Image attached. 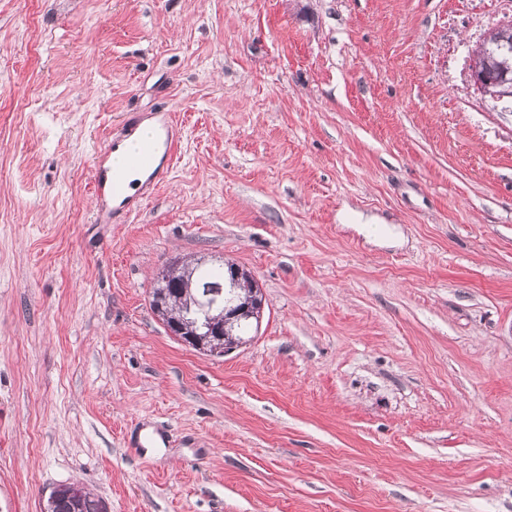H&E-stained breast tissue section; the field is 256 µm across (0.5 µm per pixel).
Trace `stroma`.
<instances>
[{"label":"stroma","instance_id":"35a3bbf8","mask_svg":"<svg viewBox=\"0 0 512 512\" xmlns=\"http://www.w3.org/2000/svg\"><path fill=\"white\" fill-rule=\"evenodd\" d=\"M511 20L0 0V512H512V111L455 71ZM163 112L166 181L97 219V156ZM185 256L251 272L249 344L159 322ZM58 488L64 489L69 497L66 494H61L53 497L54 493L51 492L46 502V508H48L47 512L106 511L102 503L103 501L101 499H96L94 496H92L89 492H86L85 490L82 493V488L77 484L62 485ZM72 498L79 499L77 501H74Z\"/></svg>","mask_w":512,"mask_h":512}]
</instances>
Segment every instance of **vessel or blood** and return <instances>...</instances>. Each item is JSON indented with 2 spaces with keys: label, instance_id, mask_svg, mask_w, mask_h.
Listing matches in <instances>:
<instances>
[{
  "label": "vessel or blood",
  "instance_id": "b4317fda",
  "mask_svg": "<svg viewBox=\"0 0 512 512\" xmlns=\"http://www.w3.org/2000/svg\"><path fill=\"white\" fill-rule=\"evenodd\" d=\"M177 148L171 114H161L159 133L156 139L140 144L129 158L126 170L112 168L108 155L98 156L93 168V185L98 201V215H105L108 203L131 207L138 198L131 194V184L126 177L127 170L147 172L150 185H157L167 176Z\"/></svg>",
  "mask_w": 512,
  "mask_h": 512
}]
</instances>
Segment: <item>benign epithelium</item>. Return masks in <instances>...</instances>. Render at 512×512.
Segmentation results:
<instances>
[{"mask_svg": "<svg viewBox=\"0 0 512 512\" xmlns=\"http://www.w3.org/2000/svg\"><path fill=\"white\" fill-rule=\"evenodd\" d=\"M484 51L483 41L476 42L470 52L469 79L474 89L485 99L499 103L512 100V84L503 83L495 87L485 84L479 69V59ZM232 287L244 283L247 295L239 293L225 297L224 286L217 285L205 291L195 300V315L181 322H170L168 332L193 349L213 357L225 354L247 344V340L232 337L236 325L251 318H261L264 308L262 289L252 275L240 266L232 269L229 279Z\"/></svg>", "mask_w": 512, "mask_h": 512, "instance_id": "1", "label": "benign epithelium"}]
</instances>
